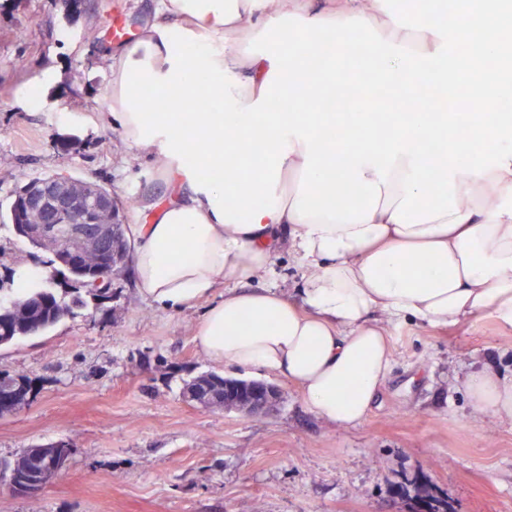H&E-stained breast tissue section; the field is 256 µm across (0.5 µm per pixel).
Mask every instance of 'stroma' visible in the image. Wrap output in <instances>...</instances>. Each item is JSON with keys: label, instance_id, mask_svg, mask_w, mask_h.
Here are the masks:
<instances>
[{"label": "stroma", "instance_id": "35a3bbf8", "mask_svg": "<svg viewBox=\"0 0 512 512\" xmlns=\"http://www.w3.org/2000/svg\"><path fill=\"white\" fill-rule=\"evenodd\" d=\"M0 0V248L33 265L8 207L21 176L66 173L132 199L163 197L145 157L101 124L110 20L140 33L157 0ZM205 308L156 306L133 275L48 331L0 347V374L27 380V404L0 416V458L72 444L66 471L31 498L0 476V512H512V420L482 419L462 386L494 364L512 373V331L493 319L389 328L392 371L364 420L331 427L296 384L208 358L194 341ZM264 379L276 409L247 416L182 396L203 373Z\"/></svg>", "mask_w": 512, "mask_h": 512}]
</instances>
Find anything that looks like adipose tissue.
Here are the masks:
<instances>
[{
	"mask_svg": "<svg viewBox=\"0 0 512 512\" xmlns=\"http://www.w3.org/2000/svg\"><path fill=\"white\" fill-rule=\"evenodd\" d=\"M504 2L461 0L463 25L440 26L431 0H411L410 23L387 0H158L139 39L113 52L100 114L166 187L138 202V287L175 310L208 300L195 332L205 354L285 376L341 428L363 420L390 374V323L488 315L512 330V122L493 110L503 78L476 69L483 56L512 60L497 31ZM290 27L303 35L291 58L251 49ZM338 40L379 58V82L406 97L471 86L485 111L469 134L483 152L457 139L445 110L383 129L368 112L270 111L283 84L312 100L344 80L319 55ZM147 85L171 100L149 121ZM201 94L213 109L199 151L180 108ZM340 122L361 136L341 153ZM284 246L301 272L297 302L251 285ZM465 384L479 413L512 418V379L483 369Z\"/></svg>",
	"mask_w": 512,
	"mask_h": 512,
	"instance_id": "adipose-tissue-1",
	"label": "adipose tissue"
}]
</instances>
